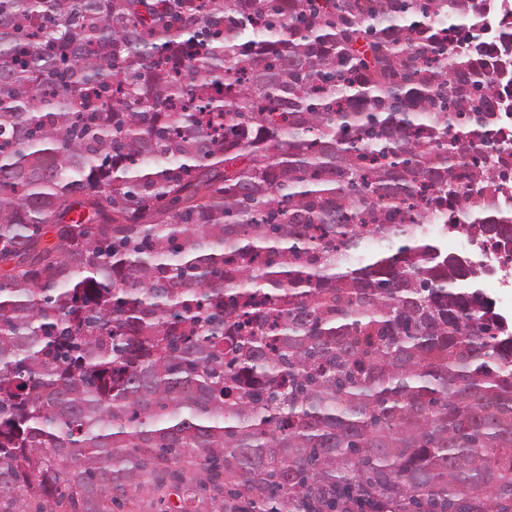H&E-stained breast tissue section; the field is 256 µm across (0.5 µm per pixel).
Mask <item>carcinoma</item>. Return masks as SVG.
<instances>
[{
  "mask_svg": "<svg viewBox=\"0 0 512 512\" xmlns=\"http://www.w3.org/2000/svg\"><path fill=\"white\" fill-rule=\"evenodd\" d=\"M205 2L0 0V512H512L490 0ZM480 248L484 258L488 259L489 261L482 260L475 265L482 267L485 272L491 275L495 274L497 268L490 262L492 254L490 252L489 244L481 245ZM502 274V272H499L497 275L495 274L493 276L486 277L482 282V291L487 297L496 303V309L499 312L508 316H512V288H508L507 292H503L496 289L500 287V284H494V288L491 287V284L494 282V280H496Z\"/></svg>",
  "mask_w": 512,
  "mask_h": 512,
  "instance_id": "1",
  "label": "carcinoma"
}]
</instances>
